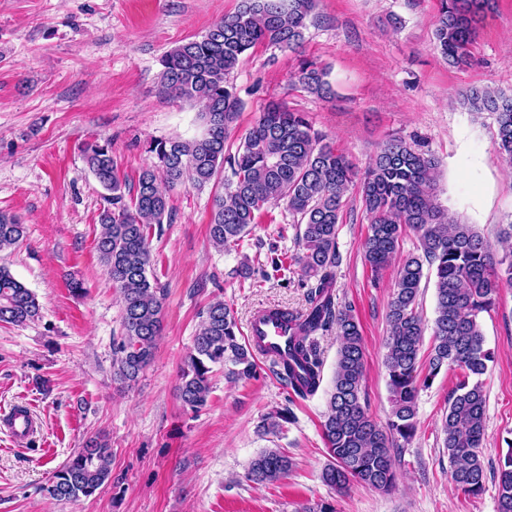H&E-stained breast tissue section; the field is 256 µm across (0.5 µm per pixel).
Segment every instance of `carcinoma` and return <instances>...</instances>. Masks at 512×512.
Wrapping results in <instances>:
<instances>
[{
  "instance_id": "obj_1",
  "label": "carcinoma",
  "mask_w": 512,
  "mask_h": 512,
  "mask_svg": "<svg viewBox=\"0 0 512 512\" xmlns=\"http://www.w3.org/2000/svg\"><path fill=\"white\" fill-rule=\"evenodd\" d=\"M494 4L495 0H437L433 40L449 66L472 65L478 23ZM313 8L314 0H241L236 13L163 55L160 92L200 104L204 132L192 140L151 141L147 153L152 161L140 172L131 202H125L110 145L87 149L91 172L110 192L95 249L120 298L124 338L114 355L121 381L137 380L151 363L162 333L163 297L153 280L148 242L152 225L170 218L160 184L174 188L191 181L205 186L219 180L229 127L240 107L228 75L260 44L295 50L303 42ZM327 77L325 68L308 59L300 60L294 74L302 88L319 97L332 92ZM461 100L470 111L492 116L497 151L511 165L512 99L473 86ZM229 166L231 176L214 198L209 223L214 247L238 244L271 204L285 203L299 227L302 253L295 263L307 288L308 307L301 314L287 308L273 311L292 331L288 360L279 365L278 375L296 396L306 399L318 392L323 359L317 337L333 328L338 331L336 369L322 422L331 462L322 470V481L338 491L352 485L391 491L396 484L394 442L413 438L417 395L446 368L459 371L442 421L450 478L463 493H480L485 427L480 376L492 359L484 347L480 315L490 309L502 283L512 284V254L497 257L472 225L441 209L432 179L437 159L401 136L386 139L361 172L304 113L273 103L260 113L229 158ZM352 186L368 220L363 249L373 273L391 266L407 231L417 237L421 250L399 265L388 305L384 365L391 414L384 427L370 417L362 399L365 347L359 324L352 310L337 306L334 294L337 230L344 197ZM25 237L26 226L0 212V252L17 247ZM424 280L434 281L436 316L428 371L422 377L418 364L425 325L417 300ZM40 312L37 296L1 264L0 322L20 326ZM240 336L233 308L222 300L210 303L179 374L183 406L194 412L206 406L215 366L239 378L255 372V352ZM289 420V413L277 411L262 420L259 430L277 435ZM111 456L106 440L89 439L54 472L47 494L70 502L93 495L110 477ZM291 467L287 455L268 448L250 462L247 478L257 484L274 483ZM497 507L498 512H512V452L500 462Z\"/></svg>"
}]
</instances>
